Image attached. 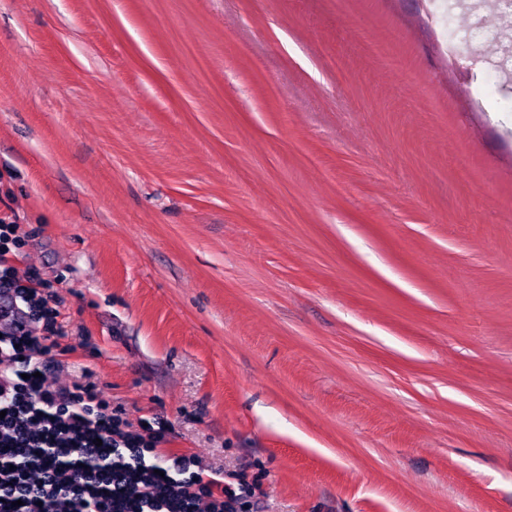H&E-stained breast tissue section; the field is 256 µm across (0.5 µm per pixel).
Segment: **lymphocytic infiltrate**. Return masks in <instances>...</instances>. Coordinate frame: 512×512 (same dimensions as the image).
<instances>
[{
	"instance_id": "f902f5d3",
	"label": "lymphocytic infiltrate",
	"mask_w": 512,
	"mask_h": 512,
	"mask_svg": "<svg viewBox=\"0 0 512 512\" xmlns=\"http://www.w3.org/2000/svg\"><path fill=\"white\" fill-rule=\"evenodd\" d=\"M19 230L0 222V512H252L245 473L160 452V430L145 446L95 383L54 387L61 300L9 265Z\"/></svg>"
}]
</instances>
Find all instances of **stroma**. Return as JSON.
Segmentation results:
<instances>
[{
	"label": "stroma",
	"instance_id": "obj_1",
	"mask_svg": "<svg viewBox=\"0 0 512 512\" xmlns=\"http://www.w3.org/2000/svg\"><path fill=\"white\" fill-rule=\"evenodd\" d=\"M470 8L0 0V221L61 297L56 385L258 512H512V79L449 56Z\"/></svg>",
	"mask_w": 512,
	"mask_h": 512
}]
</instances>
